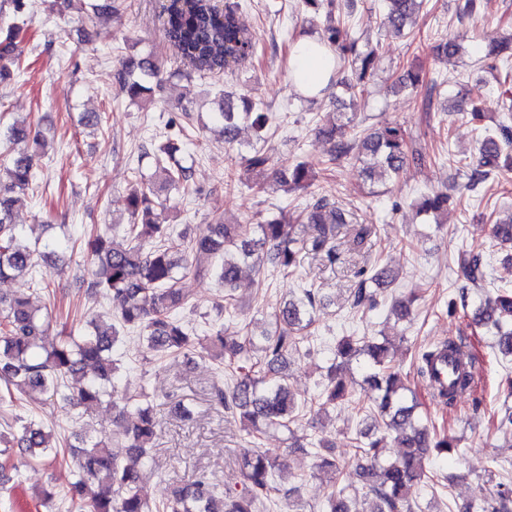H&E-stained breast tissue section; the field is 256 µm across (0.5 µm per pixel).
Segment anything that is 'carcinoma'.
Instances as JSON below:
<instances>
[{
  "label": "carcinoma",
  "instance_id": "cac0c4a2",
  "mask_svg": "<svg viewBox=\"0 0 512 512\" xmlns=\"http://www.w3.org/2000/svg\"><path fill=\"white\" fill-rule=\"evenodd\" d=\"M355 0H301L305 10L324 15L320 41L335 52L336 69H349L340 81L346 90L362 92L379 58L380 46L352 36L337 15L352 14ZM424 0H385L384 26L393 33H403ZM164 37L181 61L196 73L235 71L257 55L251 31L241 22L239 5L233 0L216 7L213 0H165ZM18 27L10 30L8 41L0 42V76L6 74L16 45ZM160 67L150 56L121 60L114 78L120 91L133 102H152L151 82ZM500 96L509 102L503 119L486 123L487 112L480 103L481 94L464 100L460 111L466 113L481 136L479 156L470 164L464 189L472 191L492 171H512V75L500 82ZM224 142L237 141L240 125L250 127L256 139H266L270 113L246 102L235 111L230 99L216 113ZM330 143L328 162L374 159V165L387 174H396L411 161L421 164L424 154L408 148L405 133L398 126L373 129L367 134L347 136V125L332 126L326 133ZM152 160L150 173L137 169L127 197L129 222L121 237L113 234V225L90 233L84 242L91 265L87 298L106 299L116 311V320L92 319L80 336H65L55 345L45 344L48 316L34 305L30 297L10 299L0 296V382L7 393L39 391L59 399L67 407L86 415L102 406L112 409V424L119 428L117 438L127 448L120 459L109 444L86 434H75L76 443L64 452L52 443L51 430L35 417L17 418L16 434L0 448V469L6 470L11 452L17 448L29 458L53 462L65 454L76 463L71 498L81 512H258L266 509L281 494L291 496L295 489L283 492L276 483L279 455L262 447V436L269 430L288 432L293 442L286 451L313 454L317 472L328 478L329 492L322 512H414L409 488L419 482L436 485L426 473L424 458L430 454L444 456L458 449V440L418 421L416 397H408L410 388L402 372L393 364L390 348L395 332L376 342L367 336H341L332 350V362L317 383L319 393L313 398L292 393L285 381L287 355L299 351L315 323V314L323 306L319 289L305 284L299 295L281 304L271 318L272 333L261 336L246 333L244 343L224 336V328H211L205 335L189 332L181 313L188 308V298L181 287L189 275L210 272L224 283V311L234 306V291L246 264L257 275V285L266 281L265 271L282 276L294 275L299 254L308 249L323 254L327 262L336 263V239L345 229H352V244L361 249L371 228L357 223L356 213L336 203L328 194L308 199L302 223L293 224L285 212L258 224H226L215 218L207 234L187 243L172 239L170 225L159 220L167 209L160 193L169 189H187L196 159L177 156V148L166 142L151 148L142 147L139 159ZM247 167L263 176L265 183L287 188H305L311 181L308 163L299 161L278 167L264 148H254L244 156ZM6 184L0 187V279H13L31 272L38 260L56 255L64 243L56 240L30 241L26 225L17 224L10 193H26L37 184L33 154L29 149L16 152L5 167ZM448 211V194L425 196L418 212L439 214ZM467 280L475 287L485 282L483 255L472 250L458 257ZM350 289V313L364 314L376 305L371 288L382 281V274H372L367 267L356 271ZM415 292L398 301L391 313L401 322L412 316ZM473 320L492 332L490 347L502 357H512V289L497 290L474 306ZM124 330L139 332L147 349L155 356L198 355L222 363L229 370L231 386L217 382L210 390L211 405L242 419L247 446L238 456L242 476L240 488L223 489L204 472L194 473L182 485L173 488L170 497L151 504L142 495L145 470L152 461L155 437L154 404L144 387L118 375L113 349ZM461 343L448 338L422 350L417 357V373L430 377L434 364L449 359ZM361 364L367 402L378 418L389 427H397L398 458L387 460L380 454L384 437L378 428L359 432L353 438V453L343 460L312 451L294 440L292 425L299 414H320L324 405L351 396L345 374ZM69 377L80 380L77 391L66 386ZM477 377L474 360H469L448 390L437 393L448 406L457 400V389L473 388ZM357 475L372 496L370 507L350 506L346 486L340 483L347 466ZM462 512H512V485L498 482L489 497L478 506L467 504Z\"/></svg>",
  "mask_w": 512,
  "mask_h": 512
}]
</instances>
